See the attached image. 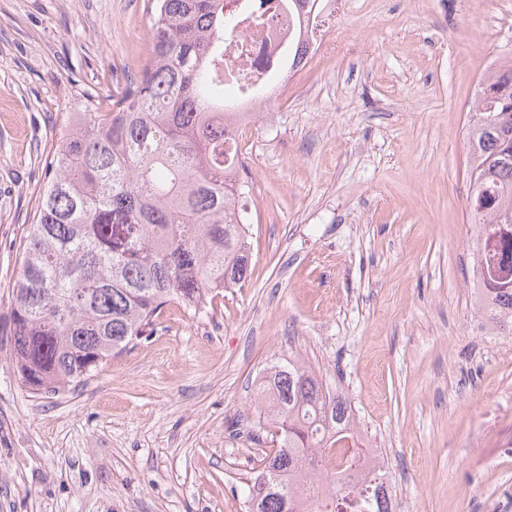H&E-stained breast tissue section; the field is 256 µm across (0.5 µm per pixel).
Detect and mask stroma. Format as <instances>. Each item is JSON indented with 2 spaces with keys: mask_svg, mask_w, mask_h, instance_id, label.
<instances>
[{
  "mask_svg": "<svg viewBox=\"0 0 512 512\" xmlns=\"http://www.w3.org/2000/svg\"><path fill=\"white\" fill-rule=\"evenodd\" d=\"M335 5L248 134V278L51 394L12 360L21 242L60 127L137 77L153 0H0V512H246L258 380L288 357L350 400L397 512H512V336L472 294L466 138L512 0Z\"/></svg>",
  "mask_w": 512,
  "mask_h": 512,
  "instance_id": "obj_1",
  "label": "stroma"
}]
</instances>
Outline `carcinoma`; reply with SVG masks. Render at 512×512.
Segmentation results:
<instances>
[{"label":"carcinoma","mask_w":512,"mask_h":512,"mask_svg":"<svg viewBox=\"0 0 512 512\" xmlns=\"http://www.w3.org/2000/svg\"><path fill=\"white\" fill-rule=\"evenodd\" d=\"M238 24L224 0H155L138 80L60 130L12 291L13 360L30 390L84 381L151 335L168 303L197 309L248 277L244 184L224 147V38ZM468 138L474 293L487 325L512 336V284L495 277L512 270V226L500 223L512 214V58L485 73ZM258 399L277 447L247 485L256 512H392L340 474L335 436L350 431L352 406L311 367H270ZM274 475L293 493L269 488Z\"/></svg>","instance_id":"carcinoma-1"}]
</instances>
